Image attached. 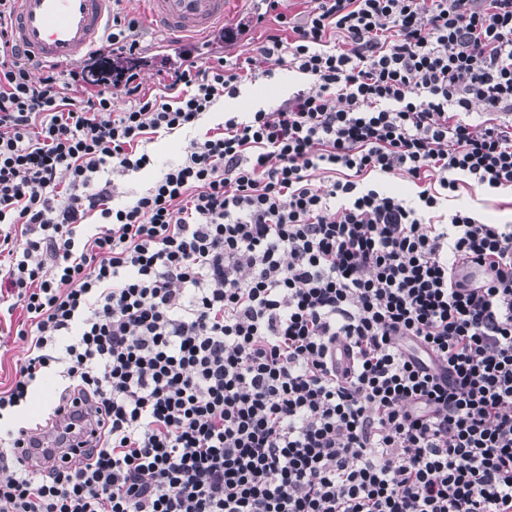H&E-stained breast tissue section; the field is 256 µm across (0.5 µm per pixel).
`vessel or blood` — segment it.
Instances as JSON below:
<instances>
[{
    "instance_id": "vessel-or-blood-1",
    "label": "vessel or blood",
    "mask_w": 512,
    "mask_h": 512,
    "mask_svg": "<svg viewBox=\"0 0 512 512\" xmlns=\"http://www.w3.org/2000/svg\"><path fill=\"white\" fill-rule=\"evenodd\" d=\"M149 17L171 50L222 39L234 0H148ZM112 20V0H16L13 28L24 56L69 66L95 51Z\"/></svg>"
}]
</instances>
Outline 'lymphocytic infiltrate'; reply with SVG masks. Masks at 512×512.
<instances>
[{
    "instance_id": "obj_1",
    "label": "lymphocytic infiltrate",
    "mask_w": 512,
    "mask_h": 512,
    "mask_svg": "<svg viewBox=\"0 0 512 512\" xmlns=\"http://www.w3.org/2000/svg\"><path fill=\"white\" fill-rule=\"evenodd\" d=\"M279 2L256 51L306 84L122 204L143 142L256 81L253 58L152 91L39 68L0 0V323L27 345L0 512H512V225L446 209L512 192V0H312L299 22ZM141 36L116 12L102 47ZM50 375L51 417L81 402L107 427L86 464L25 468Z\"/></svg>"
}]
</instances>
